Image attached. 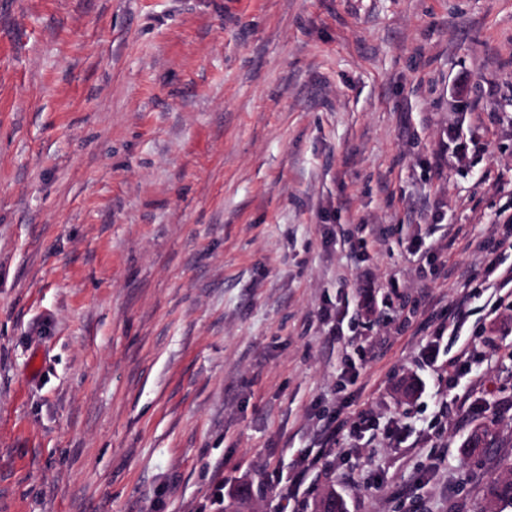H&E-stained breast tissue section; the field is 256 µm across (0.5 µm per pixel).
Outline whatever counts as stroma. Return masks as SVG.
Returning <instances> with one entry per match:
<instances>
[{
  "label": "stroma",
  "instance_id": "obj_1",
  "mask_svg": "<svg viewBox=\"0 0 512 512\" xmlns=\"http://www.w3.org/2000/svg\"><path fill=\"white\" fill-rule=\"evenodd\" d=\"M504 211L512 0H0V512H479ZM496 429L493 423L477 427L467 440V448L473 455L481 454L485 448L493 446Z\"/></svg>",
  "mask_w": 512,
  "mask_h": 512
}]
</instances>
